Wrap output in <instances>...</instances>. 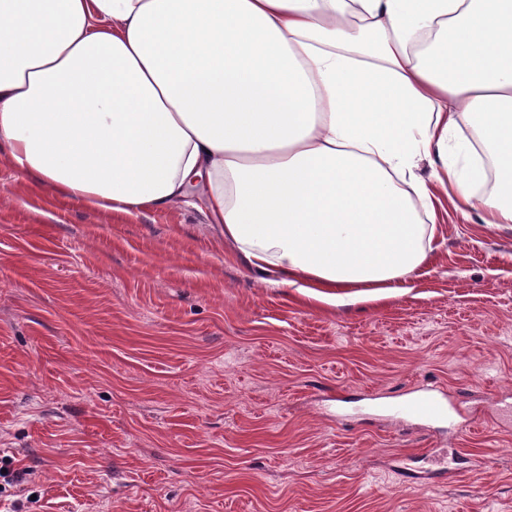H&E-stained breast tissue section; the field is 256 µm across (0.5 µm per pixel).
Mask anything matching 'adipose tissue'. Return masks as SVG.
I'll use <instances>...</instances> for the list:
<instances>
[{"label": "adipose tissue", "instance_id": "1", "mask_svg": "<svg viewBox=\"0 0 512 512\" xmlns=\"http://www.w3.org/2000/svg\"><path fill=\"white\" fill-rule=\"evenodd\" d=\"M0 152L115 214L203 189L261 282L374 301L436 190L512 225V0H0Z\"/></svg>", "mask_w": 512, "mask_h": 512}]
</instances>
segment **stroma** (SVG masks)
<instances>
[{"mask_svg": "<svg viewBox=\"0 0 512 512\" xmlns=\"http://www.w3.org/2000/svg\"><path fill=\"white\" fill-rule=\"evenodd\" d=\"M422 386L463 430L385 418ZM509 410L511 226L442 198L408 287L318 304L198 208L64 204L0 153V512H512Z\"/></svg>", "mask_w": 512, "mask_h": 512, "instance_id": "35a3bbf8", "label": "stroma"}]
</instances>
